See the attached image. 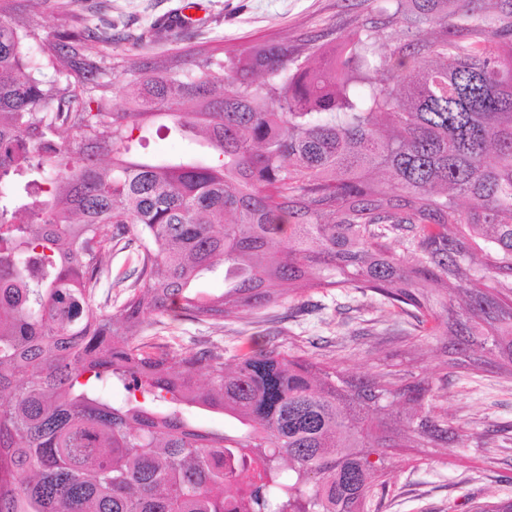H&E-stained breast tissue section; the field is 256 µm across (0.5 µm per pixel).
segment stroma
Listing matches in <instances>:
<instances>
[{
    "label": "stroma",
    "mask_w": 512,
    "mask_h": 512,
    "mask_svg": "<svg viewBox=\"0 0 512 512\" xmlns=\"http://www.w3.org/2000/svg\"><path fill=\"white\" fill-rule=\"evenodd\" d=\"M190 0H66L42 20L44 33L70 24L73 15L112 22L115 44L151 29L162 18L186 9ZM194 25L164 29L143 54L173 58L199 48L242 50L264 42L291 45L315 36L346 37L376 21L373 0H205ZM140 267L135 248L116 246L104 262L97 301L116 310ZM139 343L158 349L222 348L225 355L262 345L288 351L321 346L325 355H348L357 372L381 368L438 373L442 357L414 321L379 297H348L314 290L295 305L269 307L219 324L169 315L148 317ZM448 416L469 436L454 448H406L394 458L390 492L378 512H467L469 499L493 494L512 499V378L490 371L448 370Z\"/></svg>",
    "instance_id": "stroma-1"
}]
</instances>
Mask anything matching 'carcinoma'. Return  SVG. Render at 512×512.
Segmentation results:
<instances>
[{
	"label": "carcinoma",
	"instance_id": "obj_1",
	"mask_svg": "<svg viewBox=\"0 0 512 512\" xmlns=\"http://www.w3.org/2000/svg\"><path fill=\"white\" fill-rule=\"evenodd\" d=\"M374 2L381 25L338 41L139 63L141 36L125 53L86 22L43 37L50 0H0V512H369L392 449L465 437L446 360L355 376L274 346L148 351L149 315L370 292L453 366L512 376V0ZM163 116L208 157L131 153ZM122 241L141 267L108 312ZM220 266L224 291H196ZM140 268L136 249L123 248L119 244L104 262V272L97 296L101 306L107 302L106 310L115 311L127 297L136 281V270ZM193 422L206 430L224 432L226 434H235L238 432V424L223 414L209 412V411H196L192 415Z\"/></svg>",
	"mask_w": 512,
	"mask_h": 512
}]
</instances>
